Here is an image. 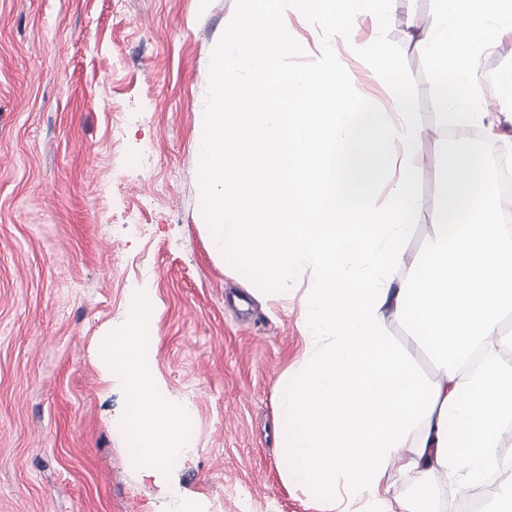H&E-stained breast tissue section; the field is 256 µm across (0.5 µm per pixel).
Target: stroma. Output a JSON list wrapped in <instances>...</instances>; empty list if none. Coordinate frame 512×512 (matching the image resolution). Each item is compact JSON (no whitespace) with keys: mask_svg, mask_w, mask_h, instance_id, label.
I'll return each mask as SVG.
<instances>
[{"mask_svg":"<svg viewBox=\"0 0 512 512\" xmlns=\"http://www.w3.org/2000/svg\"><path fill=\"white\" fill-rule=\"evenodd\" d=\"M242 0H0V512H161L178 488L187 512H330L329 488L287 483L275 386L311 346L301 310L313 268L288 297L210 253L202 229L199 115L211 56ZM283 69H311L328 47L313 15L283 19ZM397 65L385 89L350 61L376 104L411 99L439 122L433 63L404 24L383 35ZM483 120L453 130L483 155L512 156V38L475 51ZM414 173L421 208L407 261L431 244L433 139ZM154 293L153 369L188 406L185 464L145 476L116 420L124 383L104 379L97 343L117 335L132 289Z\"/></svg>","mask_w":512,"mask_h":512,"instance_id":"1","label":"stroma"}]
</instances>
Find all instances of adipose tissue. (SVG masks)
Wrapping results in <instances>:
<instances>
[{
	"label": "adipose tissue",
	"mask_w": 512,
	"mask_h": 512,
	"mask_svg": "<svg viewBox=\"0 0 512 512\" xmlns=\"http://www.w3.org/2000/svg\"><path fill=\"white\" fill-rule=\"evenodd\" d=\"M243 2L213 54L196 146L212 252L255 273L270 300L301 266L318 271L302 317L322 345L301 376L276 385L282 475L298 486L341 485L339 512H414L387 481L392 467L434 490L464 464L470 485L512 432V369L494 349L512 321V239L498 220L512 198L500 196L478 155L449 149L447 135L481 116L472 49L512 36V0H435L433 21L415 42L440 85L469 92L439 114V222L429 249L410 264L404 244L421 207L413 172L423 133L408 102L395 96L388 108L374 106L352 89V73L332 50L307 71L280 63L289 49L282 18L298 7L354 59L391 78L381 36L398 21L396 0ZM363 11L376 35L360 42L350 23ZM384 180L387 204L368 207ZM153 312L150 289H133L122 335L97 350L108 379L130 390L124 422L150 472L169 470L192 445L185 409L136 341ZM390 315L407 322L434 359V381H423L410 353L387 336Z\"/></svg>",
	"instance_id": "obj_1"
}]
</instances>
